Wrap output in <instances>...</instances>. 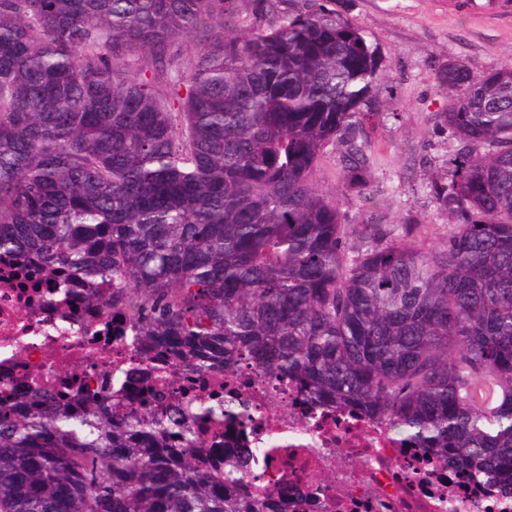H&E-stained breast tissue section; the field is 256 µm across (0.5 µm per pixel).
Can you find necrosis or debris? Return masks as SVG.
Instances as JSON below:
<instances>
[{"instance_id": "necrosis-or-debris-1", "label": "necrosis or debris", "mask_w": 512, "mask_h": 512, "mask_svg": "<svg viewBox=\"0 0 512 512\" xmlns=\"http://www.w3.org/2000/svg\"><path fill=\"white\" fill-rule=\"evenodd\" d=\"M97 306L84 284L61 286L37 261L0 257V407L28 388L73 408L109 385L120 411L149 404L168 411L195 396L223 404L229 416L202 424L213 445L239 449L249 480L300 501L302 512H512V495L487 479L453 470L391 433L385 424L333 406L314 407L300 387L276 384L248 368L195 373L172 357L131 345L127 314L100 282ZM76 366V378L63 375Z\"/></svg>"}]
</instances>
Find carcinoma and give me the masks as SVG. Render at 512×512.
I'll list each match as a JSON object with an SVG mask.
<instances>
[{
	"mask_svg": "<svg viewBox=\"0 0 512 512\" xmlns=\"http://www.w3.org/2000/svg\"><path fill=\"white\" fill-rule=\"evenodd\" d=\"M334 3L247 0L241 32L239 0H0V255L91 303L110 279L153 349L291 380L512 492V66L437 73L464 144L429 186L446 246L372 221L354 250L311 174L337 141L364 194L385 76ZM187 34L195 70L172 77ZM222 419L196 399L112 413L106 394L72 411L34 388L0 412V512H295L238 492L242 454L208 460L196 427Z\"/></svg>",
	"mask_w": 512,
	"mask_h": 512,
	"instance_id": "cac0c4a2",
	"label": "carcinoma"
}]
</instances>
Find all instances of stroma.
Returning a JSON list of instances; mask_svg holds the SVG:
<instances>
[{
  "instance_id": "stroma-1",
  "label": "stroma",
  "mask_w": 512,
  "mask_h": 512,
  "mask_svg": "<svg viewBox=\"0 0 512 512\" xmlns=\"http://www.w3.org/2000/svg\"><path fill=\"white\" fill-rule=\"evenodd\" d=\"M344 13L377 45L386 78L377 90L383 111L367 134L376 151L373 190L348 191L340 174L341 148L330 144L312 173L328 198L339 201L346 224L371 217L410 224L409 240L427 251L448 241L451 219L429 196L430 180L444 177L449 155L461 147L449 136L441 114L448 94L438 70L462 65L479 79L512 65V14L483 18L454 12L448 0H342Z\"/></svg>"
}]
</instances>
